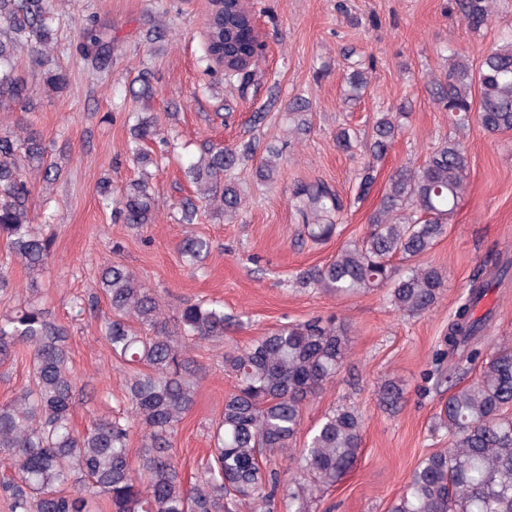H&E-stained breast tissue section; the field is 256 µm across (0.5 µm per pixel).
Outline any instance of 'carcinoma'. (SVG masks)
<instances>
[{"mask_svg":"<svg viewBox=\"0 0 512 512\" xmlns=\"http://www.w3.org/2000/svg\"><path fill=\"white\" fill-rule=\"evenodd\" d=\"M496 0H452V12L470 28L484 26ZM50 0H0V97L25 98L16 75L15 48L30 44L29 62L48 68L47 81L60 85L64 75L49 69ZM203 57L204 72L221 76L230 87L246 86L245 59L220 69L212 54V33ZM85 57L101 68L111 57L112 41L91 27L84 32ZM448 68L431 77L426 89L448 112L450 125L462 132L472 120L489 133L512 131V33L488 51L479 66L448 48ZM369 67L349 70L347 97L357 100L369 84ZM308 102L289 106L294 129L309 128ZM402 112L376 118L365 138L346 128L336 131V148L361 149L360 192H369L374 171L401 134ZM129 151L137 163H153L143 145L167 147L151 116L137 115L130 125ZM256 169L262 181L273 180L281 150L269 146ZM23 153L28 169L14 158ZM251 154V144L222 146L203 142L184 167L194 196L178 203V222L194 224L201 209L234 216L243 197L231 176ZM467 157L460 140L440 142L418 167L401 166L388 180L379 206L371 213V232L341 248L328 263L300 272L296 281L338 296L389 288L391 304L400 312L429 311L446 288V273L418 258L443 237L467 189ZM46 183L60 175L47 159L42 140L33 132L0 136V236L12 256L32 272L45 269L53 238L33 223L28 209L29 174ZM102 208L115 220L142 228L155 220V200L148 178L132 182L120 198L108 187L98 190ZM292 206L313 240L330 238L343 201L323 183L300 185ZM211 243L188 236L179 244L192 266L210 252ZM408 263L404 270L393 259ZM512 274V258L488 256L472 277L448 322V357L472 362L479 356L491 311L477 314L490 291ZM103 295L111 310L104 340L112 357L130 370L126 395L107 416L92 420L79 433L72 411L85 387L69 366V330L42 304L41 289L31 285L13 310L0 314V362L23 353L29 359L30 382L14 398L0 404V499L9 512H310L317 491L336 487L357 463L363 444L362 415L348 408L326 414L298 450L291 477L281 478L276 456L293 451L302 425L306 399L328 386L348 354L343 328L330 320L288 323L224 356V368L236 379L224 397V411L212 430L210 462L189 482L174 452L178 424L195 403L196 369L183 356V345L224 337L240 319L217 301L183 307L174 325L162 317L150 289L121 264L102 267L98 289L73 301L81 314ZM448 400L439 413L448 447L431 453L414 468L401 495L388 512H512V345L494 346L482 360L478 376L466 385L450 372ZM380 405L394 410L403 399L402 386L390 379L378 385ZM143 439L131 455L129 438L136 428Z\"/></svg>","mask_w":512,"mask_h":512,"instance_id":"cac0c4a2","label":"carcinoma"}]
</instances>
